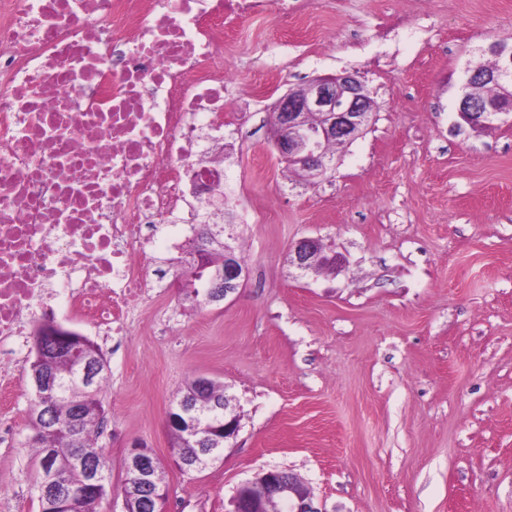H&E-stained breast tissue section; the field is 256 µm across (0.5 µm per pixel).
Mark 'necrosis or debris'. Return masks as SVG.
<instances>
[{
	"label": "necrosis or debris",
	"instance_id": "obj_1",
	"mask_svg": "<svg viewBox=\"0 0 512 512\" xmlns=\"http://www.w3.org/2000/svg\"><path fill=\"white\" fill-rule=\"evenodd\" d=\"M308 0H0V361L67 312L123 331L165 225L224 186V57Z\"/></svg>",
	"mask_w": 512,
	"mask_h": 512
}]
</instances>
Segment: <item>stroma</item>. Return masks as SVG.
Here are the masks:
<instances>
[{"label":"stroma","mask_w":512,"mask_h":512,"mask_svg":"<svg viewBox=\"0 0 512 512\" xmlns=\"http://www.w3.org/2000/svg\"><path fill=\"white\" fill-rule=\"evenodd\" d=\"M327 40L250 23L224 61L243 142L226 161L250 271L223 302L185 297L180 225L154 245L175 287L150 289L124 336L77 320L108 363L98 439L112 464L107 512H125V460L164 467L167 512H230L277 468L321 512H512V114L487 128L455 110L478 50L512 41V0H310ZM279 81L252 85L261 63ZM355 71L376 103L363 137L307 180L281 160L271 105L318 75ZM316 272L289 263L301 239ZM29 360L0 364L23 391L0 405V512H40ZM222 383L240 430L219 460L184 472L167 415L186 384Z\"/></svg>","instance_id":"1"}]
</instances>
